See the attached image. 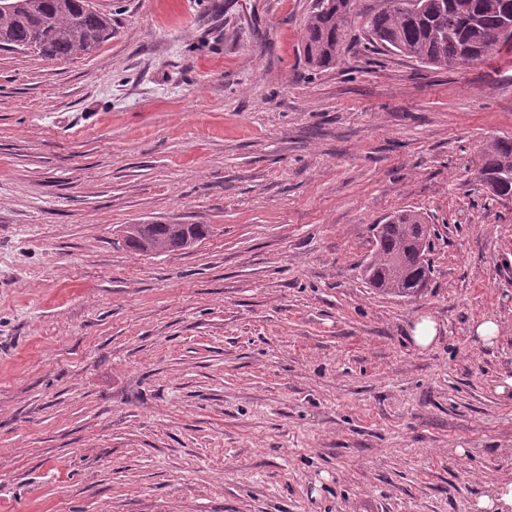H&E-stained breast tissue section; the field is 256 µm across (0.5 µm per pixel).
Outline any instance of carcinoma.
<instances>
[{
	"label": "carcinoma",
	"mask_w": 512,
	"mask_h": 512,
	"mask_svg": "<svg viewBox=\"0 0 512 512\" xmlns=\"http://www.w3.org/2000/svg\"><path fill=\"white\" fill-rule=\"evenodd\" d=\"M351 0H315L307 18L304 61L312 70L336 63L348 36ZM364 39L375 51L448 70L481 62L499 43L512 42V0H383L364 15ZM112 34V18L92 0H0V47L33 50L49 59L88 55ZM499 178L493 193L512 198V141L485 145L477 180ZM425 217L401 210L372 226L374 252L362 269L366 283L382 293L408 298L427 287L430 267L423 239ZM208 224L143 221L123 228L129 247L165 254L193 247Z\"/></svg>",
	"instance_id": "1"
}]
</instances>
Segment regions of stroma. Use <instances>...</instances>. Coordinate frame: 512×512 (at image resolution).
<instances>
[{
  "label": "stroma",
  "instance_id": "stroma-1",
  "mask_svg": "<svg viewBox=\"0 0 512 512\" xmlns=\"http://www.w3.org/2000/svg\"><path fill=\"white\" fill-rule=\"evenodd\" d=\"M94 4L89 55L0 49V512H474L512 475V200L476 180L512 51L375 54L353 0L315 71L313 0ZM402 209L412 298L362 276ZM143 221L212 231L145 255ZM424 224L425 217L414 210L398 211L382 224H373L374 252L362 269L369 286L401 298L417 296L427 287L431 230L425 241Z\"/></svg>",
  "mask_w": 512,
  "mask_h": 512
}]
</instances>
